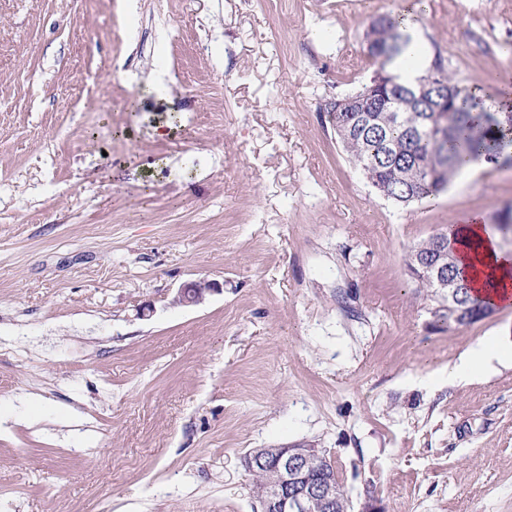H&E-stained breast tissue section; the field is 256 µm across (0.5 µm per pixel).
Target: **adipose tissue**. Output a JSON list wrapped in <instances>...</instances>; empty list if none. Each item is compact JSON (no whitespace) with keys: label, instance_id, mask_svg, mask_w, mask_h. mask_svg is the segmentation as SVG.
<instances>
[{"label":"adipose tissue","instance_id":"1","mask_svg":"<svg viewBox=\"0 0 512 512\" xmlns=\"http://www.w3.org/2000/svg\"><path fill=\"white\" fill-rule=\"evenodd\" d=\"M455 249L479 297L495 307L512 305V252L500 248L480 216L463 221Z\"/></svg>","mask_w":512,"mask_h":512}]
</instances>
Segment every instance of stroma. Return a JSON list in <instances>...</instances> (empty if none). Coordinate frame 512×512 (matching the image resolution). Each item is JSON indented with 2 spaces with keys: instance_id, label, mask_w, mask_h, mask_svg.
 <instances>
[{
  "instance_id": "obj_1",
  "label": "stroma",
  "mask_w": 512,
  "mask_h": 512,
  "mask_svg": "<svg viewBox=\"0 0 512 512\" xmlns=\"http://www.w3.org/2000/svg\"><path fill=\"white\" fill-rule=\"evenodd\" d=\"M409 9L512 88V0H0V512H260L244 456L302 443L350 512H512V361L448 378L512 307L436 323L405 263L512 161L400 206L329 120ZM218 290V285L215 282L191 281L178 289L173 302L184 307L197 306L203 303L208 295Z\"/></svg>"
}]
</instances>
